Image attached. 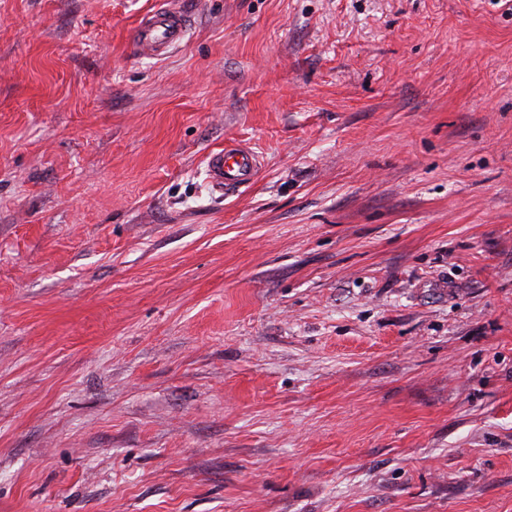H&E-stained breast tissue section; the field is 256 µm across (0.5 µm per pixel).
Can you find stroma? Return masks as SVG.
<instances>
[{
	"label": "stroma",
	"instance_id": "1",
	"mask_svg": "<svg viewBox=\"0 0 512 512\" xmlns=\"http://www.w3.org/2000/svg\"><path fill=\"white\" fill-rule=\"evenodd\" d=\"M155 2L0 0V512H512V0ZM191 24L182 1L161 0L138 19L130 41L141 56L161 57L186 41ZM210 183L218 190L234 192L251 184L261 168L259 156L241 143L225 144L207 163Z\"/></svg>",
	"mask_w": 512,
	"mask_h": 512
}]
</instances>
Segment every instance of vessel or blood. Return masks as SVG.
I'll use <instances>...</instances> for the list:
<instances>
[{"label": "vessel or blood", "instance_id": "vessel-or-blood-1", "mask_svg": "<svg viewBox=\"0 0 512 512\" xmlns=\"http://www.w3.org/2000/svg\"><path fill=\"white\" fill-rule=\"evenodd\" d=\"M191 24L192 18L181 0H158L138 19L130 41L141 56L161 57L185 42ZM207 168L214 188L233 192L257 178L261 162L248 146L231 143L210 155Z\"/></svg>", "mask_w": 512, "mask_h": 512}]
</instances>
